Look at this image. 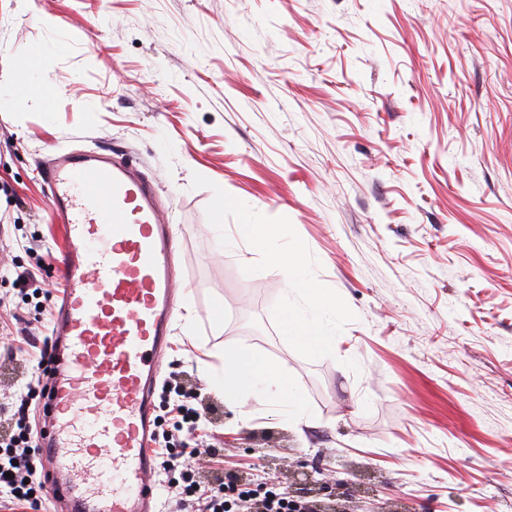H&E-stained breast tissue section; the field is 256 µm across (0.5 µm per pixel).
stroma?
Masks as SVG:
<instances>
[{
    "mask_svg": "<svg viewBox=\"0 0 512 512\" xmlns=\"http://www.w3.org/2000/svg\"><path fill=\"white\" fill-rule=\"evenodd\" d=\"M24 60L52 93L0 98V435L60 291L37 170L102 150L179 240L161 374L200 395L195 480L285 489L290 463L347 512H512V0H0V64ZM248 221L335 295L333 351L282 334L301 299ZM229 350L281 365L304 420L225 404ZM237 234L253 249H262L268 242L286 237V230L282 225L239 224Z\"/></svg>",
    "mask_w": 512,
    "mask_h": 512,
    "instance_id": "obj_1",
    "label": "stroma"
}]
</instances>
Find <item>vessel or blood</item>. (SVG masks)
Wrapping results in <instances>:
<instances>
[{"label":"vessel or blood","mask_w":512,"mask_h":512,"mask_svg":"<svg viewBox=\"0 0 512 512\" xmlns=\"http://www.w3.org/2000/svg\"><path fill=\"white\" fill-rule=\"evenodd\" d=\"M69 249L51 334L39 450L48 492L74 512H151L154 382L168 344L178 240L152 183L111 155L61 152L42 169Z\"/></svg>","instance_id":"b4317fda"}]
</instances>
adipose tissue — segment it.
<instances>
[{
  "mask_svg": "<svg viewBox=\"0 0 512 512\" xmlns=\"http://www.w3.org/2000/svg\"><path fill=\"white\" fill-rule=\"evenodd\" d=\"M289 287L298 289L314 311L335 307V297L317 283L299 277L300 259L279 252L273 256ZM283 335L294 340L308 353L319 355L331 351L334 338L315 316H307L294 307L284 308L280 316ZM217 382L224 392V400L234 407L243 406L254 385H262L270 399L298 406L299 397L288 381V374L262 354L248 351H228L224 354V370Z\"/></svg>",
  "mask_w": 512,
  "mask_h": 512,
  "instance_id": "1",
  "label": "adipose tissue"
}]
</instances>
